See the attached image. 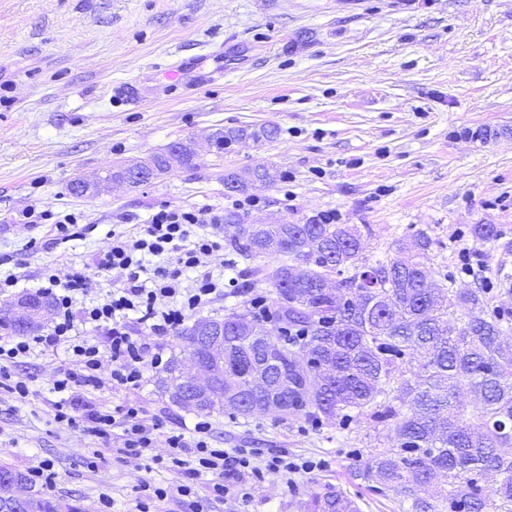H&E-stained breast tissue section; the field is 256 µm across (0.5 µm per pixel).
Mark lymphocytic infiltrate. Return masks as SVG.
Returning <instances> with one entry per match:
<instances>
[{
	"label": "lymphocytic infiltrate",
	"instance_id": "lymphocytic-infiltrate-1",
	"mask_svg": "<svg viewBox=\"0 0 512 512\" xmlns=\"http://www.w3.org/2000/svg\"><path fill=\"white\" fill-rule=\"evenodd\" d=\"M223 221V216L210 209L168 204L155 211L139 230L110 231V242L97 254L95 265L99 271L116 274L120 287L89 302L85 295L90 279L85 271L45 267L40 291L54 302L49 334L0 336L1 390L26 400L30 389L17 376L16 366L35 349L65 345L67 365L52 381V390L58 395L53 405L54 421L79 436L95 437L105 446L118 442L124 457L148 456L158 467L185 473V484L152 486L149 501L192 496L193 479L204 474L213 476L217 494L239 496L244 492L246 476L258 471L253 464L255 449L211 447L206 421L196 422L191 436L168 434V453L150 455L159 425L146 423L140 406L107 408L90 399L102 384L101 371L107 363L112 366L114 385H140L152 347L136 338V331L172 335L187 318L223 298V278L203 268L205 258L219 247L208 228ZM188 270L197 273L189 286L183 280ZM95 331L103 334V342L92 339Z\"/></svg>",
	"mask_w": 512,
	"mask_h": 512
}]
</instances>
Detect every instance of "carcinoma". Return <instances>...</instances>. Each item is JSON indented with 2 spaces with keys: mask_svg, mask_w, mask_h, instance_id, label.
<instances>
[{
  "mask_svg": "<svg viewBox=\"0 0 512 512\" xmlns=\"http://www.w3.org/2000/svg\"><path fill=\"white\" fill-rule=\"evenodd\" d=\"M276 135L273 127L219 129L218 151L250 138L256 143ZM167 152L149 160L148 180L169 172ZM238 225L228 249L245 260L272 259L265 280L274 294V317L303 332L301 339L275 351L277 367L264 366L265 318L245 308L223 317L203 318L177 332L183 354L206 355L199 336L224 325V364L215 366L217 383L204 400L190 402L182 359L168 362L160 387L177 406L251 415L250 404L278 394L287 406L281 419L303 416L334 423L355 414L391 421L396 443L377 452L363 476L391 488L409 512H440L451 502L466 512H487L491 498L512 505V331L507 318L486 309L482 288L454 287L448 278L424 288L425 263L433 241L424 232L396 254L364 262L359 230L348 224H243L235 213L224 218ZM336 276V289L352 295L343 303L324 292L321 283ZM38 299L45 315L49 298L26 293L16 311L0 322L14 333L41 328L26 317L24 305ZM237 318L249 320L253 336L230 334ZM314 361L310 371H296V352ZM269 379L266 388L254 387ZM321 389L314 398L308 387ZM467 386L473 400L459 399ZM400 406H395V403ZM493 471L499 477L491 496L482 494L475 476ZM23 512H77L71 506L30 494ZM309 512H354L341 491L316 495Z\"/></svg>",
  "mask_w": 512,
  "mask_h": 512,
  "instance_id": "carcinoma-1",
  "label": "carcinoma"
}]
</instances>
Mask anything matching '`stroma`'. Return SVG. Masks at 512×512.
Instances as JSON below:
<instances>
[{
	"instance_id": "obj_1",
	"label": "stroma",
	"mask_w": 512,
	"mask_h": 512,
	"mask_svg": "<svg viewBox=\"0 0 512 512\" xmlns=\"http://www.w3.org/2000/svg\"><path fill=\"white\" fill-rule=\"evenodd\" d=\"M206 75L196 89H171L172 64ZM132 84L139 106L114 99ZM272 125L278 136L217 154V129ZM193 140L196 165L147 185L114 184L95 197L72 194L79 177L105 175ZM275 165V184L250 180ZM249 181L246 223L302 224L332 212L357 226L368 262L393 256L418 232L433 240L426 264L456 287H483L489 310L512 319V0H0V272L25 291L44 267L90 277L88 299L119 287L97 272L113 224L147 221L157 206L232 209L224 176ZM82 213L93 229L61 242L33 229L28 209ZM493 224V240L472 228ZM472 268L463 272L462 257ZM174 337L158 338L163 360L137 388L104 382L99 403L139 405L161 434L211 426L216 448H256L323 461L287 477L264 471L251 496H218L211 476L195 493L151 504V512H308L314 495L340 490L359 512H406L386 486L365 481L371 456L392 447L390 425L368 416L326 424L271 415L203 413L171 403L157 384ZM66 362L49 348L21 363L26 401L0 393V466L39 463L56 474L33 490L98 512H137L144 484L176 486L177 470L107 454L54 423L51 381Z\"/></svg>"
}]
</instances>
